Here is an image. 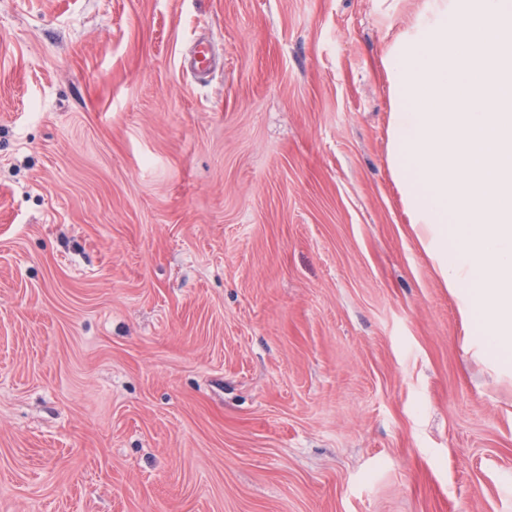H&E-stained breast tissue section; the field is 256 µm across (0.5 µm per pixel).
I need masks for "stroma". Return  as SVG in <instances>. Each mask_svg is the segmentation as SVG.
Segmentation results:
<instances>
[{
  "label": "stroma",
  "instance_id": "obj_1",
  "mask_svg": "<svg viewBox=\"0 0 512 512\" xmlns=\"http://www.w3.org/2000/svg\"><path fill=\"white\" fill-rule=\"evenodd\" d=\"M436 5L0 0V512H512L388 163Z\"/></svg>",
  "mask_w": 512,
  "mask_h": 512
}]
</instances>
